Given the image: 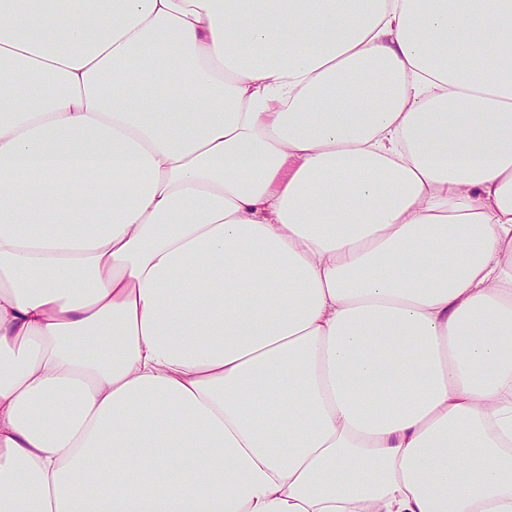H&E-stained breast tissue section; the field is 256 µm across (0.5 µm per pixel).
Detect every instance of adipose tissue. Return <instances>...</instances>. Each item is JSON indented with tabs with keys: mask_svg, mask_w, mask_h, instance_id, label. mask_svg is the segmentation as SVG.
Returning a JSON list of instances; mask_svg holds the SVG:
<instances>
[{
	"mask_svg": "<svg viewBox=\"0 0 512 512\" xmlns=\"http://www.w3.org/2000/svg\"><path fill=\"white\" fill-rule=\"evenodd\" d=\"M79 3L0 0V512H512V0Z\"/></svg>",
	"mask_w": 512,
	"mask_h": 512,
	"instance_id": "obj_1",
	"label": "adipose tissue"
}]
</instances>
